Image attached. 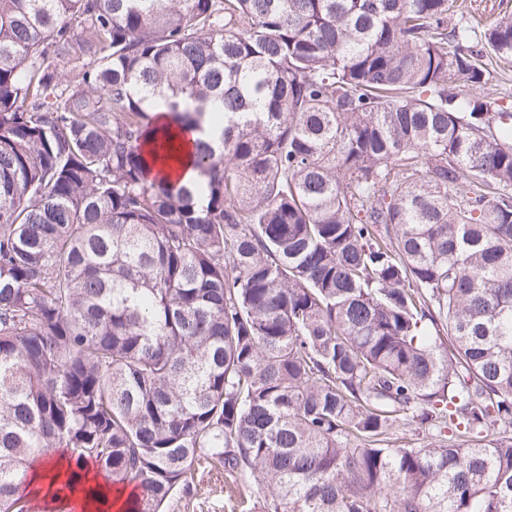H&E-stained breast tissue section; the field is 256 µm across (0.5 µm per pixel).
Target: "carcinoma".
I'll list each match as a JSON object with an SVG mask.
<instances>
[{
	"mask_svg": "<svg viewBox=\"0 0 512 512\" xmlns=\"http://www.w3.org/2000/svg\"><path fill=\"white\" fill-rule=\"evenodd\" d=\"M488 55L512 13L454 0H0V512L56 448L127 512H512ZM161 107L222 118L194 183L148 181ZM214 478L215 476L211 479L214 491L206 497L192 498L181 489L175 490L167 504V512H237L234 511L236 508L234 497H230L232 494L226 492L229 490V484L232 485L230 478H225L224 475L222 478L219 477L220 480L216 481V486H214ZM224 485H227V489Z\"/></svg>",
	"mask_w": 512,
	"mask_h": 512,
	"instance_id": "cac0c4a2",
	"label": "carcinoma"
}]
</instances>
